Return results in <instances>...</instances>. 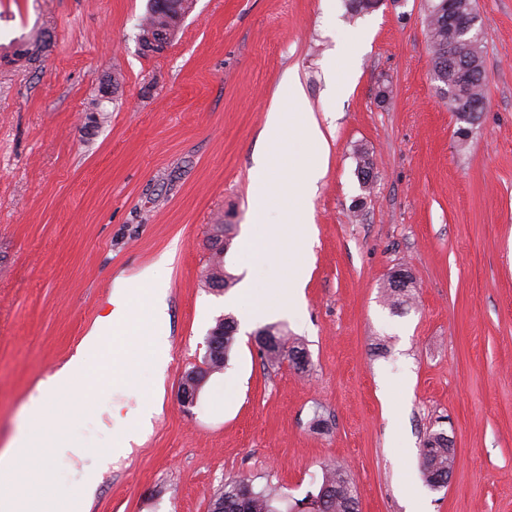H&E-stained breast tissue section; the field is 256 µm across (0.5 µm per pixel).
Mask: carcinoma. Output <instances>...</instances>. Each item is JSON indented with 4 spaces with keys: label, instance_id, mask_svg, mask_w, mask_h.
I'll list each match as a JSON object with an SVG mask.
<instances>
[{
    "label": "carcinoma",
    "instance_id": "obj_1",
    "mask_svg": "<svg viewBox=\"0 0 512 512\" xmlns=\"http://www.w3.org/2000/svg\"><path fill=\"white\" fill-rule=\"evenodd\" d=\"M178 9L180 0H153L141 20L140 33L168 24ZM450 9L475 12L472 0H438L432 5L426 22L427 37L433 54L434 79L443 83L450 93L456 90L461 97L474 101L483 100L486 98L488 77L482 49H477L470 59V65L479 74L478 78L462 83L455 79V71L448 69V53L457 49L462 40V37L456 31L448 29V24L444 22ZM41 49L42 41L39 39L24 43L14 51L11 61H34ZM227 230L226 224L212 225L211 257L209 269L205 274L206 283L212 289L229 288L234 282L233 276L224 269V252L227 249L224 237ZM411 288V276H406L400 288L393 287V278L390 277L385 289L386 300L396 308L409 306L412 304ZM237 327V320L233 316H224L222 346L226 357L235 343ZM255 336L259 351L272 363L288 361L294 354H306L302 347L286 345L279 331L273 326L257 331ZM454 466L455 454L450 448L448 437L442 432L429 433L420 448V467L427 484L434 490L445 487ZM284 500L286 496L278 488L268 485L257 488L252 480L238 477L224 482V487L216 494L214 505L221 508L222 512H282L279 503ZM307 512H359L353 478L344 466L335 465L326 469L318 494Z\"/></svg>",
    "mask_w": 512,
    "mask_h": 512
}]
</instances>
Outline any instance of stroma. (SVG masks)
I'll list each match as a JSON object with an SVG mask.
<instances>
[{
    "mask_svg": "<svg viewBox=\"0 0 512 512\" xmlns=\"http://www.w3.org/2000/svg\"><path fill=\"white\" fill-rule=\"evenodd\" d=\"M488 75L484 112L462 126L434 80L430 0H194L160 54L138 25L149 0H0V449L36 414L37 384L112 308L104 282L152 270L168 304L170 361L151 432L117 455L89 512H209L225 479L293 500L326 465L354 479L360 512H512V0H474ZM45 35L31 63L3 57ZM117 89H108L112 76ZM296 76L326 139L303 187V300L239 328L194 407L178 400L245 278L259 138ZM372 182L357 171L358 151ZM233 227L216 292L203 273L212 224ZM410 273L411 307L382 297ZM277 326L305 369L268 365L257 328ZM146 393L107 387L66 428L112 445ZM447 434V487L418 449Z\"/></svg>",
    "mask_w": 512,
    "mask_h": 512,
    "instance_id": "35a3bbf8",
    "label": "stroma"
}]
</instances>
